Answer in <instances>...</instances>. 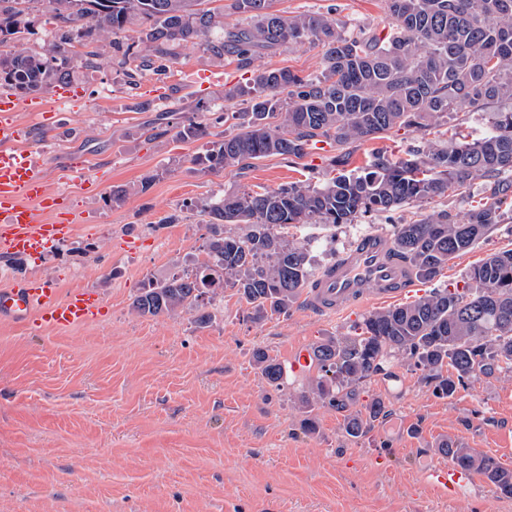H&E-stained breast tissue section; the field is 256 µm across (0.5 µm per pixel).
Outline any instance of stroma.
<instances>
[{
  "mask_svg": "<svg viewBox=\"0 0 512 512\" xmlns=\"http://www.w3.org/2000/svg\"><path fill=\"white\" fill-rule=\"evenodd\" d=\"M284 14L331 13L349 30L383 27L381 0H274ZM97 66L69 81L68 102L39 99L53 117L21 112L16 149L41 148L49 185L64 194L76 217L73 234L39 260L0 253V289L27 279L50 281L59 295L89 288L102 300L94 320L66 330L0 318V512H512V497L477 478L466 496L438 497L423 481L448 438L512 468V372L472 383L450 399L437 398L418 372L392 362L391 376L372 377L363 402L380 399L384 413L364 437L343 430V416L319 407L316 429L301 427L297 397L317 374L285 373L272 386L254 360L263 349L287 364L300 346L354 334L365 314L323 316L295 303L288 315L253 318L233 289L195 312L140 316L132 301L144 282L161 280L206 261L209 229L193 203L224 191L263 192L292 182L333 177L335 148L317 143L304 158L269 156L244 173L217 176L193 164L205 140L177 138L165 111L174 96L184 111L210 116L239 112L224 98L241 81L232 60L215 61L196 43L180 51L166 74L130 84L109 38L97 35ZM322 48L294 44L259 63L314 77ZM491 115L463 108L437 127L402 129L360 145L353 166L386 150L402 154L420 138L478 139ZM149 189H142V182ZM124 204L107 199L112 186ZM434 199L329 227H290L288 238L311 251L314 271L333 263L371 230L449 210L464 218L483 197ZM175 223H167L169 215ZM512 249L499 230L454 257L424 291L462 284L488 254Z\"/></svg>",
  "mask_w": 512,
  "mask_h": 512,
  "instance_id": "1",
  "label": "stroma"
}]
</instances>
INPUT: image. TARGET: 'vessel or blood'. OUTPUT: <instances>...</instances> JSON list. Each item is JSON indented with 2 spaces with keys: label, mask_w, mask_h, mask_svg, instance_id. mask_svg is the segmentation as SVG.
<instances>
[{
  "label": "vessel or blood",
  "mask_w": 512,
  "mask_h": 512,
  "mask_svg": "<svg viewBox=\"0 0 512 512\" xmlns=\"http://www.w3.org/2000/svg\"><path fill=\"white\" fill-rule=\"evenodd\" d=\"M32 102L0 93V249L24 257H40L55 242L72 233L69 224L42 219L56 198L44 178L40 151L12 149L17 137L15 111H34ZM416 278L394 255L390 235L382 231L357 238L335 262L312 281L307 306L314 313L332 314L373 303L414 298ZM101 305L96 292L77 289L64 297L45 281L31 279L0 291V315L16 321L38 313L41 322L69 329L91 321ZM426 484L451 499L465 496L475 482L470 471L451 463H432L424 473Z\"/></svg>",
  "instance_id": "b4317fda"
}]
</instances>
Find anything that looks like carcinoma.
Masks as SVG:
<instances>
[{"label": "carcinoma", "mask_w": 512, "mask_h": 512, "mask_svg": "<svg viewBox=\"0 0 512 512\" xmlns=\"http://www.w3.org/2000/svg\"><path fill=\"white\" fill-rule=\"evenodd\" d=\"M36 0H0V86L20 96L49 90L78 68L95 67L96 52L83 54L95 33L118 36L138 24V36L114 41L119 63L133 79L161 75L189 42L213 58L233 57L247 81L224 98L247 105L243 123L233 121L224 139L213 141L193 164L208 173L243 170L269 155L292 162L317 142L336 144V175L320 185L295 182L262 193L214 194L195 204L211 235L208 260L196 269L150 280L132 302L142 316H174L199 307L209 293L233 288L256 318L286 315L310 285L313 271L305 245L288 239L296 224H351L371 213L389 212L435 198L462 196L474 181L486 182V202L459 222L446 210L394 225L397 254L419 280H432L456 255L512 223L502 210L512 192V0H384L387 32L354 33L330 13L284 15L272 0H231L244 22L224 27V13L206 0H47L58 36L40 50L24 47ZM322 46V71L310 78L287 68H259L258 57L285 45ZM492 112L482 138L447 148L425 140L405 158L382 151L366 167L349 168L353 148L406 128H427L466 106ZM183 139H204L208 124L184 115L174 124ZM246 226L242 233L229 225ZM393 360L421 372L438 398H452L473 379L512 371V250L489 254L471 267L463 286L435 289L422 298L374 311L356 336H328L312 347L317 377L299 396L307 417L317 407L343 413L345 433L363 435L382 414L374 399L358 408L363 386L387 374ZM255 361L278 387L284 370L264 351ZM438 452L461 468L483 475L503 496L512 497V469L494 458L448 440Z\"/></svg>", "instance_id": "obj_1"}]
</instances>
